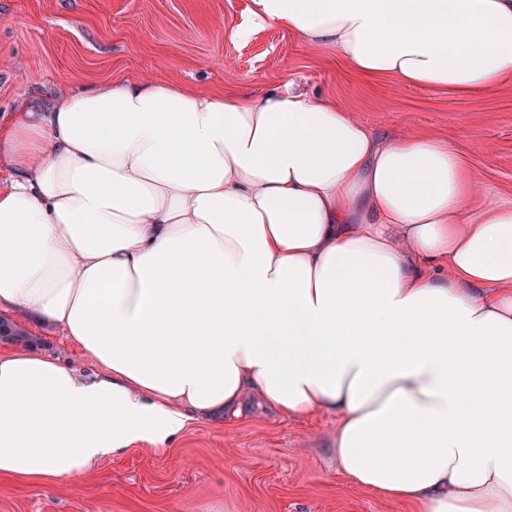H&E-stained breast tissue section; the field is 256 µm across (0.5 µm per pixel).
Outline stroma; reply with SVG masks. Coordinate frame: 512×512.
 <instances>
[{
    "mask_svg": "<svg viewBox=\"0 0 512 512\" xmlns=\"http://www.w3.org/2000/svg\"><path fill=\"white\" fill-rule=\"evenodd\" d=\"M249 0H0V117L23 102L47 106L67 91L152 77L203 90L261 96L276 81L328 96L374 133H432L454 144L496 201L512 202V84L484 95L373 83L335 53L288 31L256 28L233 44ZM38 351L97 368L49 323H26ZM337 418L283 416L249 397L243 415L191 421L171 447L137 445L67 484L11 486L0 512H418L352 486L331 447Z\"/></svg>",
    "mask_w": 512,
    "mask_h": 512,
    "instance_id": "obj_1",
    "label": "stroma"
}]
</instances>
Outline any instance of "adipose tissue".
Segmentation results:
<instances>
[{
  "label": "adipose tissue",
  "instance_id": "adipose-tissue-1",
  "mask_svg": "<svg viewBox=\"0 0 512 512\" xmlns=\"http://www.w3.org/2000/svg\"><path fill=\"white\" fill-rule=\"evenodd\" d=\"M353 74L489 94L512 0H251ZM0 310L100 368L0 348V479L75 485L255 392L336 414L339 472L420 512H512V205L428 133L334 99L151 78L0 126Z\"/></svg>",
  "mask_w": 512,
  "mask_h": 512
}]
</instances>
